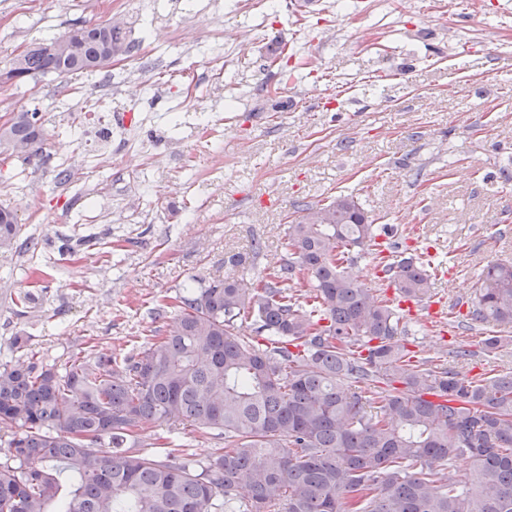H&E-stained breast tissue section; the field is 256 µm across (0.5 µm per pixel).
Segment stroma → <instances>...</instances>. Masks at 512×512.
Instances as JSON below:
<instances>
[{"instance_id":"1","label":"stroma","mask_w":512,"mask_h":512,"mask_svg":"<svg viewBox=\"0 0 512 512\" xmlns=\"http://www.w3.org/2000/svg\"><path fill=\"white\" fill-rule=\"evenodd\" d=\"M0 0V73L70 25L122 19L135 93L90 77L40 75L0 98L38 110L46 162L0 145V205L19 250L0 253V359L16 335L48 363L95 349L139 352L171 328L194 280L252 283L279 265L297 207L357 199L393 237L428 249L434 294L455 319L491 261H512V0ZM247 33L240 52L222 28ZM368 27L373 35L359 43ZM114 130L107 148L82 129ZM81 175L61 182L60 173ZM263 249L252 265L227 262ZM36 300L17 315L19 293ZM442 332L423 315L404 342L423 358L469 351V373L512 374V342Z\"/></svg>"}]
</instances>
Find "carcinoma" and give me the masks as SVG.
<instances>
[{"mask_svg": "<svg viewBox=\"0 0 512 512\" xmlns=\"http://www.w3.org/2000/svg\"><path fill=\"white\" fill-rule=\"evenodd\" d=\"M69 50L18 54L0 83L89 76L132 50L124 25L76 23ZM38 112L0 123L20 158L43 153ZM16 212L0 207V251ZM376 228L349 196L306 204L281 245L288 258L249 288L198 280L177 326L117 360L89 351L59 369L30 355L0 363V512H512V374L473 378L417 364L398 343L404 315L352 272ZM389 275L410 301L432 295L419 257ZM312 285L307 306L291 287ZM248 316L260 347L242 333ZM471 320L512 327V262L487 264ZM211 433L207 464L137 450L145 425ZM472 465L460 481L437 466Z\"/></svg>", "mask_w": 512, "mask_h": 512, "instance_id": "1", "label": "carcinoma"}]
</instances>
